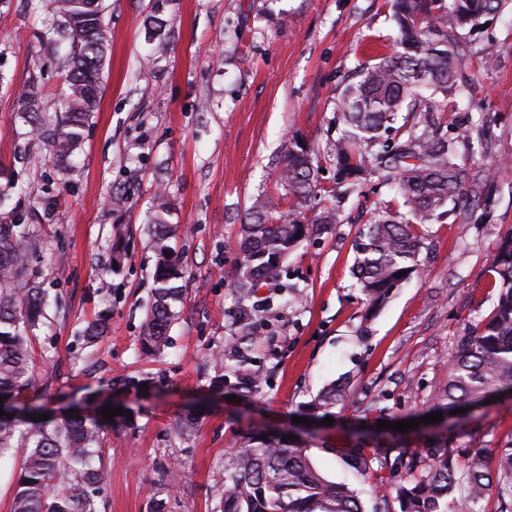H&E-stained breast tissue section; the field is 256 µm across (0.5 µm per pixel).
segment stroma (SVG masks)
I'll return each mask as SVG.
<instances>
[{"label": "stroma", "mask_w": 512, "mask_h": 512, "mask_svg": "<svg viewBox=\"0 0 512 512\" xmlns=\"http://www.w3.org/2000/svg\"><path fill=\"white\" fill-rule=\"evenodd\" d=\"M109 51L104 91L75 168L42 165V143L18 121L16 90L42 58L46 114L61 110L58 56L40 55L38 36L54 21L49 0H0V167L28 192L20 213L38 243L29 277L49 292L48 321L32 342V376L21 401L53 419L70 411L105 428L100 463L109 480L99 512H219L224 461L249 432L306 442L319 470L358 489L365 512H399L375 475L357 478L335 451L387 454L390 483L405 449L438 437L488 453L512 446V400L445 428L423 423L448 378L462 337L482 325L497 296L490 262L512 232V12L471 35L467 71H481L474 97L490 111L486 137L500 172L491 212L462 224L426 227L421 275L370 308L354 288L353 243L393 191L368 182L344 205L343 224L311 237L289 258L279 283L259 288L249 329L233 317V243L255 196H280L276 166L293 137L314 148L335 135V100L354 68L388 52L396 29L388 0H103ZM174 31L154 52L153 19ZM497 44L495 64L479 53ZM208 108H201V100ZM139 171L122 214L109 196L125 171ZM171 205V244L184 267L183 298L163 354L140 352L137 336L153 289L154 255L145 216L157 190ZM125 224L128 259L111 272L109 230ZM106 335L86 345L89 322ZM238 347L260 374L241 402L214 389L218 355ZM346 391L329 426L295 422L325 386ZM195 413L192 429L181 418ZM418 419L400 432L379 428Z\"/></svg>", "instance_id": "1"}]
</instances>
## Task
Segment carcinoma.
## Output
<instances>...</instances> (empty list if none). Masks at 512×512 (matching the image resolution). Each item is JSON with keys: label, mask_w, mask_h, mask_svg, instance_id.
<instances>
[{"label": "carcinoma", "mask_w": 512, "mask_h": 512, "mask_svg": "<svg viewBox=\"0 0 512 512\" xmlns=\"http://www.w3.org/2000/svg\"><path fill=\"white\" fill-rule=\"evenodd\" d=\"M58 23L41 39L46 52L69 45L64 59L67 90L55 123H35L43 109L42 90L31 78L17 93L16 113L32 124L54 166L67 171L81 146L92 112L99 104L108 40L102 0H51ZM512 0H390L396 27L393 51L375 63H361L347 75L336 104L339 134L315 150L299 138L281 155L277 180L281 197H256L244 212L237 240L235 286L254 293L280 276L283 264L310 237L341 223L342 203L360 194L371 177L395 190L403 211L378 215L355 239L352 275L371 306L386 301L399 284L421 273L426 248L423 228L442 224L448 205L483 207L490 214L488 183L492 166L469 164L458 145L470 141L448 136L439 113L457 99L469 111L487 113L474 101L477 80L463 72V31L503 11ZM153 40L163 51L174 33L155 22ZM334 170L332 189L318 186L321 163ZM148 215L150 247L155 254L152 303L138 336L140 349L156 354L167 347L177 317L183 269L170 245V207L164 194ZM111 263L125 259V228H111ZM35 245L30 229L15 215L0 222V454L22 448L21 472L12 512H99L97 498L107 472L95 466L100 455V425L73 416L56 423L34 421L17 399L29 384L31 336L46 319L44 289L24 279ZM406 275H401L402 271ZM489 287L498 301L482 326L461 339L448 362V382L439 389L431 412L448 416L483 407L498 396L512 399V233L504 236L492 260ZM235 387L251 393L258 374L235 348L219 357ZM344 390L334 384L307 405L316 418L333 415ZM359 475L372 470L362 448L334 449ZM459 449L439 440L406 457L408 478L395 487L400 512H479L494 495L499 512H512V447L495 455L470 450L459 464ZM220 512H364L356 490L326 477L301 442L268 434L245 437L225 460Z\"/></svg>", "instance_id": "cac0c4a2"}]
</instances>
